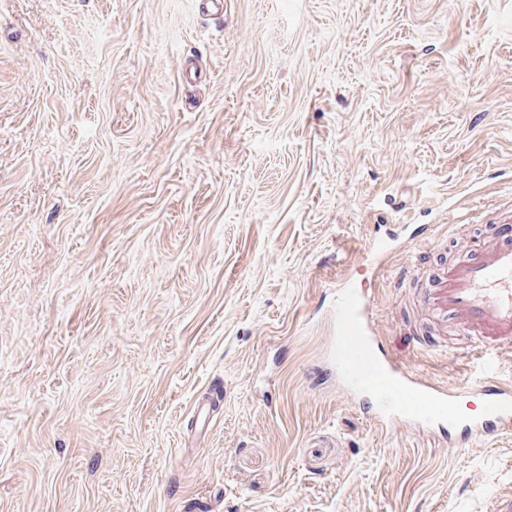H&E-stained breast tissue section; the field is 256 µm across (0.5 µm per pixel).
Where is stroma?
<instances>
[{
    "instance_id": "obj_1",
    "label": "stroma",
    "mask_w": 512,
    "mask_h": 512,
    "mask_svg": "<svg viewBox=\"0 0 512 512\" xmlns=\"http://www.w3.org/2000/svg\"><path fill=\"white\" fill-rule=\"evenodd\" d=\"M508 221L512 0H0V512H486L512 431L381 429L329 346L341 282L465 387L414 283Z\"/></svg>"
}]
</instances>
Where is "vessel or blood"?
<instances>
[{
    "instance_id": "b4317fda",
    "label": "vessel or blood",
    "mask_w": 512,
    "mask_h": 512,
    "mask_svg": "<svg viewBox=\"0 0 512 512\" xmlns=\"http://www.w3.org/2000/svg\"><path fill=\"white\" fill-rule=\"evenodd\" d=\"M435 326L457 317L475 336L481 351L512 346V225L471 257L442 268L419 295ZM374 308L368 297L341 290L336 301L334 362L342 386L370 393L375 419L389 426L407 423L432 437H449L458 446L512 429V389L485 379L470 393L481 403L475 415L457 408V391L440 388L382 353L374 338Z\"/></svg>"
}]
</instances>
